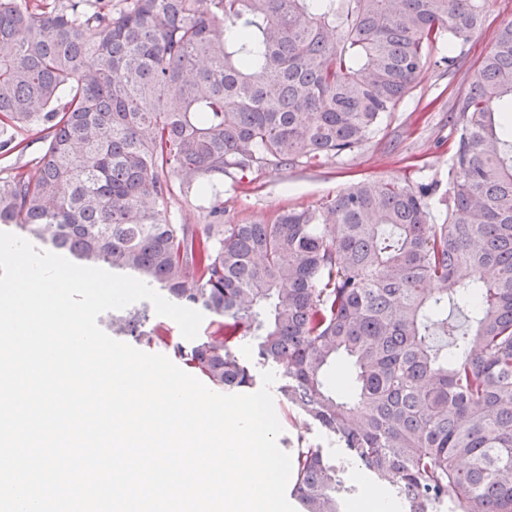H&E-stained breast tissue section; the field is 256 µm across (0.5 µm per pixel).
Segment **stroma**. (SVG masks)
I'll use <instances>...</instances> for the list:
<instances>
[{
	"label": "stroma",
	"instance_id": "stroma-1",
	"mask_svg": "<svg viewBox=\"0 0 512 512\" xmlns=\"http://www.w3.org/2000/svg\"><path fill=\"white\" fill-rule=\"evenodd\" d=\"M512 19V0H489L484 35L448 47L439 43L430 52V64L416 89L387 121L385 130L362 147L336 157L319 168L266 170L253 182L224 181V221L228 224L270 222L286 208L320 204L352 182L366 177L384 178L415 185H434L431 221L443 223L448 212V146L456 136L448 114L456 96L464 91L481 59L490 50L488 33L502 21ZM457 56L449 66V56ZM238 352L254 376L273 371L271 387L282 433L279 448L293 452L297 444L321 449L342 476L359 485L366 470L344 448L335 435L301 415L284 399L280 387L286 382L282 369H269L259 359L254 344L244 341Z\"/></svg>",
	"mask_w": 512,
	"mask_h": 512
}]
</instances>
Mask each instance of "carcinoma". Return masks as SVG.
Here are the masks:
<instances>
[{
  "instance_id": "1",
  "label": "carcinoma",
  "mask_w": 512,
  "mask_h": 512,
  "mask_svg": "<svg viewBox=\"0 0 512 512\" xmlns=\"http://www.w3.org/2000/svg\"><path fill=\"white\" fill-rule=\"evenodd\" d=\"M488 0H0V224L49 236L199 303L216 328L177 355L249 388L238 343L283 369L282 395L336 435L406 512H512V20L448 121V216L430 184L363 179L272 223H224L226 174L315 168L382 130L446 39L485 32ZM195 192L207 224L167 204ZM112 333L168 343L149 308ZM351 363L350 393L327 374ZM354 492L295 449L301 512ZM43 135L44 133L36 128L21 131L19 137L28 142L29 148L22 155L14 153L6 158L0 156V169L9 165L23 166L27 164L29 166L32 164L34 158L40 154L43 148L44 144L41 142Z\"/></svg>"
}]
</instances>
